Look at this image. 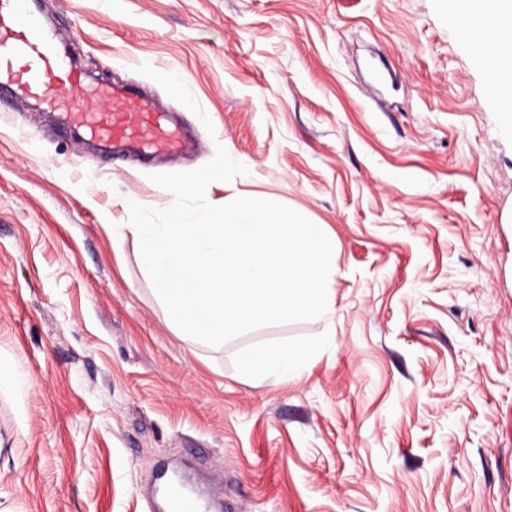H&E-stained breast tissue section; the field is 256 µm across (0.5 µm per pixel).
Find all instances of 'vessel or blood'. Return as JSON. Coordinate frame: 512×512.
Segmentation results:
<instances>
[{
	"instance_id": "vessel-or-blood-1",
	"label": "vessel or blood",
	"mask_w": 512,
	"mask_h": 512,
	"mask_svg": "<svg viewBox=\"0 0 512 512\" xmlns=\"http://www.w3.org/2000/svg\"><path fill=\"white\" fill-rule=\"evenodd\" d=\"M66 40L45 25L31 0H0V84L41 100L82 139L146 152L181 148L166 113L133 88L88 81L66 54Z\"/></svg>"
}]
</instances>
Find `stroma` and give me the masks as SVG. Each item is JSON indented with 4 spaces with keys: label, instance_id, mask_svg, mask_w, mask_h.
<instances>
[{
    "label": "stroma",
    "instance_id": "1",
    "mask_svg": "<svg viewBox=\"0 0 512 512\" xmlns=\"http://www.w3.org/2000/svg\"><path fill=\"white\" fill-rule=\"evenodd\" d=\"M94 79L194 140L107 158L0 94V512H146L172 471L209 512H512V135L440 0H45ZM177 74L211 119L140 64ZM308 212L336 240L331 311L213 348L181 336L132 237L153 173ZM329 336L297 380L258 344Z\"/></svg>",
    "mask_w": 512,
    "mask_h": 512
}]
</instances>
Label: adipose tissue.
Listing matches in <instances>:
<instances>
[{
    "label": "adipose tissue",
    "mask_w": 512,
    "mask_h": 512,
    "mask_svg": "<svg viewBox=\"0 0 512 512\" xmlns=\"http://www.w3.org/2000/svg\"><path fill=\"white\" fill-rule=\"evenodd\" d=\"M467 22L473 29L470 43L476 56H483L485 45L498 40L501 26L512 22V0H470ZM319 349L318 343L308 342L292 348L280 344H265L251 348L246 352L243 366L250 377L278 382L301 378L306 370L307 361Z\"/></svg>",
    "instance_id": "ef3b65f1"
}]
</instances>
